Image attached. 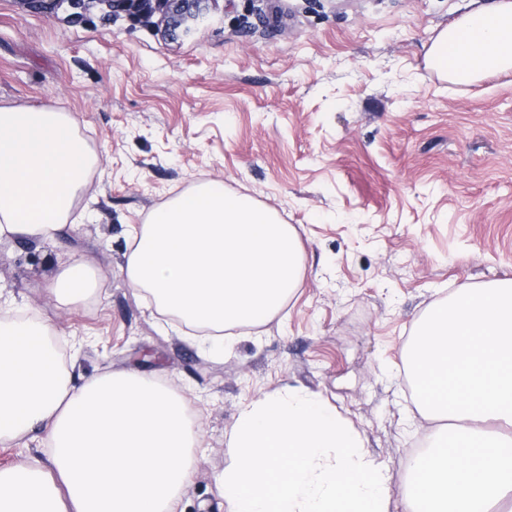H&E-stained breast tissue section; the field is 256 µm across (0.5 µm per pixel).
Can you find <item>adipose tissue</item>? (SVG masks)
Wrapping results in <instances>:
<instances>
[{"instance_id":"obj_1","label":"adipose tissue","mask_w":512,"mask_h":512,"mask_svg":"<svg viewBox=\"0 0 512 512\" xmlns=\"http://www.w3.org/2000/svg\"><path fill=\"white\" fill-rule=\"evenodd\" d=\"M427 58L456 83L512 69V0L443 30ZM96 162L63 112L0 105V240L53 238ZM126 277L161 312L214 330L255 328L299 287L293 229L246 196L206 182L131 228ZM423 421L475 423L435 435L413 459L404 512H512V279L433 304L404 351ZM46 431L48 469L0 472V512H173L197 433L184 397L115 372L74 385L44 325L0 321V444Z\"/></svg>"}]
</instances>
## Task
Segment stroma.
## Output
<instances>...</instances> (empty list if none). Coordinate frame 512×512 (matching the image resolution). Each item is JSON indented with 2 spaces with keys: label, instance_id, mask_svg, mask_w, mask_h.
<instances>
[{
  "label": "stroma",
  "instance_id": "obj_1",
  "mask_svg": "<svg viewBox=\"0 0 512 512\" xmlns=\"http://www.w3.org/2000/svg\"><path fill=\"white\" fill-rule=\"evenodd\" d=\"M471 0H219L194 38L73 24L0 0V104L67 113L98 162L54 239L0 241V311L53 329L75 383L125 371L182 394L200 434L175 512H227L219 477L252 398L314 394L359 433L403 512L429 441L403 350L459 288L512 279V71L442 80L425 53ZM206 181L296 231L299 288L214 353L123 273L130 226ZM82 260L93 291L50 290ZM43 429L0 467L47 465Z\"/></svg>",
  "mask_w": 512,
  "mask_h": 512
}]
</instances>
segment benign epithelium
<instances>
[{
  "label": "benign epithelium",
  "instance_id": "7a95c632",
  "mask_svg": "<svg viewBox=\"0 0 512 512\" xmlns=\"http://www.w3.org/2000/svg\"><path fill=\"white\" fill-rule=\"evenodd\" d=\"M67 18L73 23L101 10L102 0H67ZM218 0H112V12L129 21L152 28L179 40L192 36L205 26L217 8Z\"/></svg>",
  "mask_w": 512,
  "mask_h": 512
}]
</instances>
